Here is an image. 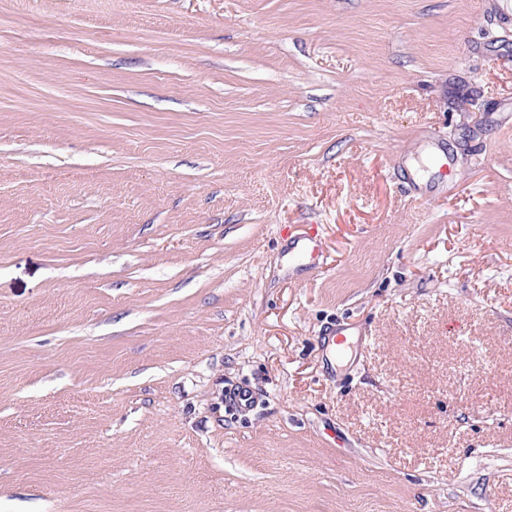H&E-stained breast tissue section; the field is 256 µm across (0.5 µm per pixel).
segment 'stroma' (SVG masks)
Instances as JSON below:
<instances>
[{"mask_svg":"<svg viewBox=\"0 0 512 512\" xmlns=\"http://www.w3.org/2000/svg\"><path fill=\"white\" fill-rule=\"evenodd\" d=\"M0 512H512V0H0Z\"/></svg>","mask_w":512,"mask_h":512,"instance_id":"obj_1","label":"stroma"}]
</instances>
